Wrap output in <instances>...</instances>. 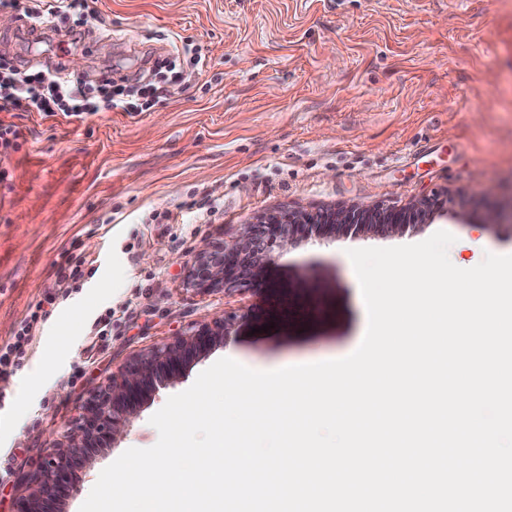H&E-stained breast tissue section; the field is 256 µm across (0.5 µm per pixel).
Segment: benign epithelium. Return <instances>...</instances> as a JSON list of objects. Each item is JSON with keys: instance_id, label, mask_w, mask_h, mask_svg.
<instances>
[{"instance_id": "obj_1", "label": "benign epithelium", "mask_w": 512, "mask_h": 512, "mask_svg": "<svg viewBox=\"0 0 512 512\" xmlns=\"http://www.w3.org/2000/svg\"><path fill=\"white\" fill-rule=\"evenodd\" d=\"M320 219L290 214L285 220L270 216L256 224H245L223 246L199 250L189 281L204 290L264 288L265 272L277 256L316 238L332 235L338 228L355 235L372 229L385 233L409 228L404 217L393 211H381L368 219L346 215L340 225L336 224L334 215L322 218L321 224ZM297 290L308 292L314 301L321 292L303 273L288 275L276 288L290 298ZM269 316L267 310L250 309L236 321L216 317L130 361L108 383L91 386L77 421L66 430L62 441L52 444L54 453L49 467L31 482L32 491L20 500L17 512H58L56 505L71 492L79 473L87 466L85 448L94 443L109 445L129 426L152 392L172 384L182 375L191 357L228 343L239 335L240 325L258 323Z\"/></svg>"}]
</instances>
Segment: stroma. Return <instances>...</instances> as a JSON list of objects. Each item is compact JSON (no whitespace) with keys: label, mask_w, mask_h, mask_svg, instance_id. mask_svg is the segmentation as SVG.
I'll return each instance as SVG.
<instances>
[{"label":"stroma","mask_w":512,"mask_h":512,"mask_svg":"<svg viewBox=\"0 0 512 512\" xmlns=\"http://www.w3.org/2000/svg\"><path fill=\"white\" fill-rule=\"evenodd\" d=\"M97 20L39 32L12 17L0 55L36 72L63 67L95 82L163 91L149 108L104 110L68 123L2 112L20 148L0 160V343L49 291L70 248L92 260L35 331L0 406V512H17L51 443L79 413L90 383L218 316L271 299L289 270L307 269L327 307L297 304L274 328L241 330L190 360L113 445L88 451L86 475L60 503L79 512L100 472L158 440L150 417L218 359L255 369L342 358L367 314L349 249L453 234L451 262L512 254V223H489L512 197V0H95ZM190 42L202 69L163 63ZM495 187L496 198L485 194ZM216 209L196 219L191 201ZM390 207L402 234H339L277 257L268 289L187 284L200 248L268 215ZM170 213L168 223L151 217ZM109 333L88 354L96 321Z\"/></svg>","instance_id":"obj_1"}]
</instances>
